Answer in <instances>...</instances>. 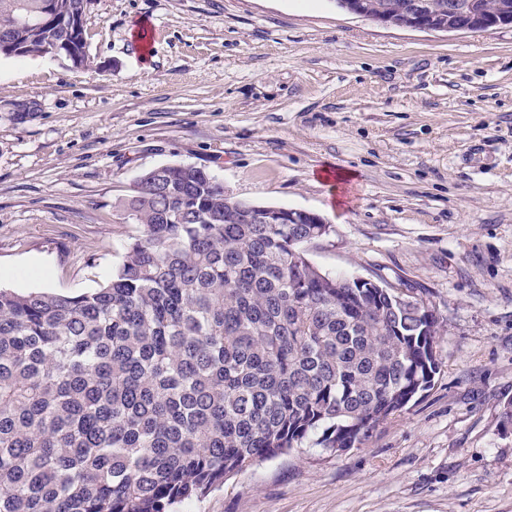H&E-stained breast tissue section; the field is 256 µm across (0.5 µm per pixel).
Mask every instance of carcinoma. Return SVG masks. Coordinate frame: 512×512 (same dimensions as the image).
Returning <instances> with one entry per match:
<instances>
[{"label":"carcinoma","instance_id":"cac0c4a2","mask_svg":"<svg viewBox=\"0 0 512 512\" xmlns=\"http://www.w3.org/2000/svg\"><path fill=\"white\" fill-rule=\"evenodd\" d=\"M404 15L411 0H360ZM486 15L512 0H472ZM0 0V56L85 29ZM205 170L146 172L112 278L76 296L0 288V512H170L258 462L358 448L431 389L438 319L316 266L328 224H255Z\"/></svg>","mask_w":512,"mask_h":512}]
</instances>
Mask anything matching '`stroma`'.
<instances>
[{"instance_id":"35a3bbf8","label":"stroma","mask_w":512,"mask_h":512,"mask_svg":"<svg viewBox=\"0 0 512 512\" xmlns=\"http://www.w3.org/2000/svg\"><path fill=\"white\" fill-rule=\"evenodd\" d=\"M156 27L149 53L131 39ZM90 67L0 57V288L112 276L162 165L330 224L309 259L425 300L433 387L344 453L261 462L173 512H512V25H385L335 0H92ZM40 104L27 121L14 102Z\"/></svg>"}]
</instances>
